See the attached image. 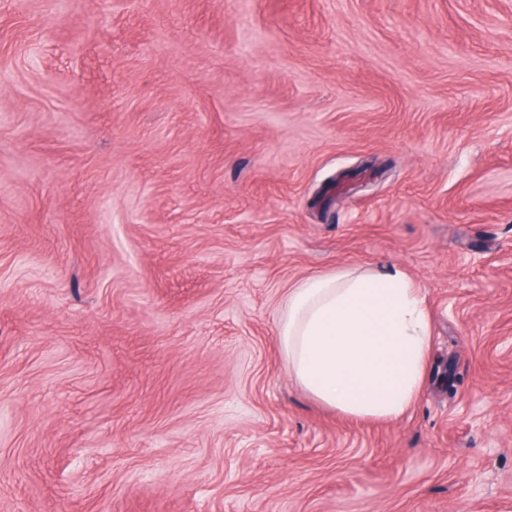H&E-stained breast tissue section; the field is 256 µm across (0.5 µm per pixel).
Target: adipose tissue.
<instances>
[{
  "label": "adipose tissue",
  "instance_id": "adipose-tissue-1",
  "mask_svg": "<svg viewBox=\"0 0 512 512\" xmlns=\"http://www.w3.org/2000/svg\"><path fill=\"white\" fill-rule=\"evenodd\" d=\"M431 338L426 299L398 268L309 276L289 288L278 322L289 375L352 418L393 420L413 406Z\"/></svg>",
  "mask_w": 512,
  "mask_h": 512
}]
</instances>
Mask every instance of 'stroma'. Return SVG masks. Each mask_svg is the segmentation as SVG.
Listing matches in <instances>:
<instances>
[{"instance_id": "35a3bbf8", "label": "stroma", "mask_w": 512, "mask_h": 512, "mask_svg": "<svg viewBox=\"0 0 512 512\" xmlns=\"http://www.w3.org/2000/svg\"><path fill=\"white\" fill-rule=\"evenodd\" d=\"M392 265L348 418L283 300ZM0 512H512V0H0ZM431 338L426 299L399 268L311 275L288 289L278 322L289 375L352 418L393 420L413 406Z\"/></svg>"}]
</instances>
